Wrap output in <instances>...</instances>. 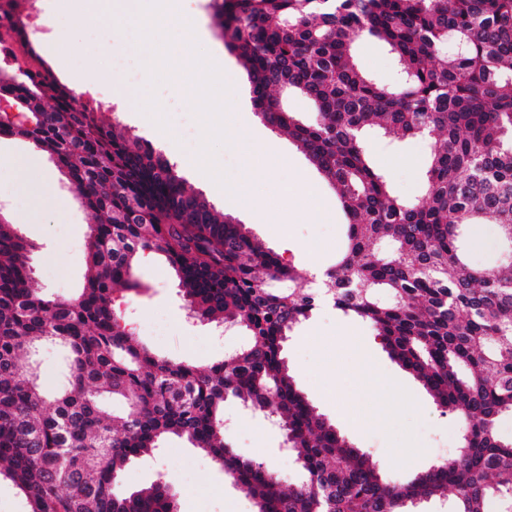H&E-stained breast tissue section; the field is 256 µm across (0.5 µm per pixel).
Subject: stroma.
<instances>
[{
	"label": "stroma",
	"instance_id": "obj_1",
	"mask_svg": "<svg viewBox=\"0 0 512 512\" xmlns=\"http://www.w3.org/2000/svg\"><path fill=\"white\" fill-rule=\"evenodd\" d=\"M210 3L181 2L186 23L200 30L196 36L172 30L155 32L132 21L119 38L108 27L70 17L57 0H37L35 11L41 29L60 30L69 38L66 56L52 64L57 78L81 100L109 97L111 108L103 112L104 122L121 124L152 143L176 163L188 190L245 224L265 248L294 266L299 285H306L312 267L335 263L345 246L348 219L334 190L305 155L286 136L271 132L256 115L244 70L219 39ZM116 53L126 54L138 75L130 86L132 97L125 102L113 98L111 83L91 77L96 69L111 72ZM214 54L224 69L225 82L235 86L238 110L209 112L204 97L189 94L197 82L198 61ZM355 56L368 76L379 82L393 81L397 63L383 43L359 39ZM184 126L190 130L186 140L179 133ZM238 134L271 153L285 155L286 163L274 169L270 178L249 176L242 152L232 142ZM365 140L373 163L385 170L395 194L407 201L419 198L423 190L420 168L429 152L427 139H398L373 129ZM29 155L35 158L34 178L44 185L42 200L9 164L11 158ZM202 155L223 176L224 190L214 191L198 176L193 161ZM302 182L322 199V208H289L275 190L279 184ZM243 187L261 199V214L241 209L239 190ZM0 194L8 198L6 216L36 246L31 262L39 286L53 296L72 295L85 280V242L94 222L75 189L64 183L46 155L34 153L22 140L0 137ZM505 260L494 225L474 227L470 265L486 268ZM136 277L141 287L128 296L125 313L131 323L143 325L164 315V335L147 331L139 335L158 354L206 367L247 343L240 328L220 333L188 318L177 280L164 259L145 258L137 266ZM285 355L305 397L349 443L377 461L387 478L408 482L457 454L460 436L453 416L442 413L422 385L389 358L364 322L332 308L317 310L293 332ZM224 439L240 456L265 463L287 483L303 480L281 431L263 413L233 398L224 403ZM188 462L193 465V480L185 484L177 481L176 474ZM162 476L172 481L178 512H254L252 500L206 452L176 438L166 439L155 454L129 466L119 485L131 492Z\"/></svg>",
	"mask_w": 512,
	"mask_h": 512
}]
</instances>
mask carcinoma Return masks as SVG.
I'll list each match as a JSON object with an SVG mask.
<instances>
[{
  "label": "carcinoma",
  "instance_id": "obj_1",
  "mask_svg": "<svg viewBox=\"0 0 512 512\" xmlns=\"http://www.w3.org/2000/svg\"><path fill=\"white\" fill-rule=\"evenodd\" d=\"M224 47L242 63L251 102L335 189L347 246L323 291L276 288L297 278L245 225L188 191L177 166L98 108L78 103L22 35L18 0L0 4V96L32 110L1 127L47 154L94 215L79 293L50 297L35 282L33 244L0 219V477L27 512H178L169 483L119 490L123 470L175 436L205 449L256 512H419L450 489L448 512H512V263L467 261L471 228L495 225L512 245V0H213ZM383 42L398 78L368 77L354 44ZM313 101L302 122L274 90ZM429 140L423 194L397 196L368 159L364 133ZM165 258L191 316L240 326L249 343L207 367L175 363L139 343L115 309L140 288L146 255ZM328 299L373 330L388 355L458 421L457 455L395 484L318 414L284 356L290 333ZM62 354L45 389L27 363ZM266 411L306 480L288 486L224 442V400ZM129 412L118 417L108 400Z\"/></svg>",
  "mask_w": 512,
  "mask_h": 512
}]
</instances>
